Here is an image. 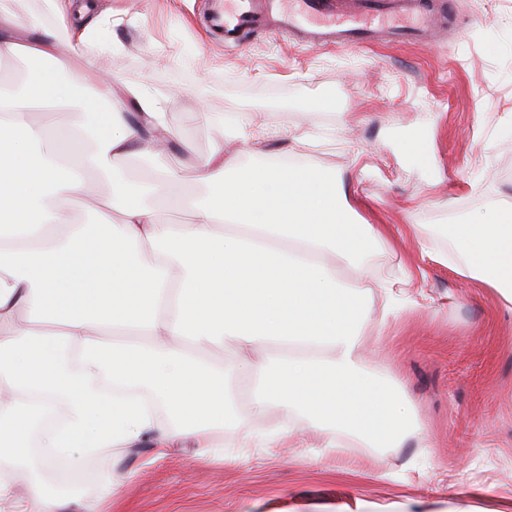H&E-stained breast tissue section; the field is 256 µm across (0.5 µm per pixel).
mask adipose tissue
<instances>
[{
	"label": "adipose tissue",
	"mask_w": 512,
	"mask_h": 512,
	"mask_svg": "<svg viewBox=\"0 0 512 512\" xmlns=\"http://www.w3.org/2000/svg\"><path fill=\"white\" fill-rule=\"evenodd\" d=\"M53 7L85 49L80 69L50 30L0 10V61L27 57L40 73L25 89H0V507L70 512L72 500L49 492L42 473L94 448L147 441L195 447L203 460L220 437L280 448L304 425L323 448L338 447L343 433L400 447L402 394L379 388L359 362L361 302L373 286L336 275L384 240V225L351 222L341 185L320 170L230 169L220 140L198 166L192 222L160 223L114 163L160 155L174 136L163 106L138 86L113 99L90 47L99 0ZM79 85L90 86V100L111 102L85 124L65 112ZM36 110L50 111L52 124L29 123ZM101 181L114 187L107 206ZM83 210L95 224L76 221ZM448 248L458 273L512 304V220L495 203L481 219L449 226ZM262 347L267 357L251 360ZM214 348L225 350L224 364L202 360ZM243 369L265 379L255 412L283 415L281 428L257 441L235 424ZM106 371L137 397L101 400L92 383ZM28 385L42 386L45 403H68L66 426L44 429L36 465L18 410ZM144 397L162 403L169 420L148 415Z\"/></svg>",
	"instance_id": "adipose-tissue-1"
}]
</instances>
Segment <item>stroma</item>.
I'll list each match as a JSON object with an SVG mask.
<instances>
[{"mask_svg": "<svg viewBox=\"0 0 512 512\" xmlns=\"http://www.w3.org/2000/svg\"><path fill=\"white\" fill-rule=\"evenodd\" d=\"M443 2L447 25L422 43L340 47L256 30L230 47L202 24L208 0H105L115 24L100 65L115 78L113 96L148 89L178 135L165 191L154 189L155 169L123 165L163 222L191 221L196 161L220 136L237 164L287 160L334 175L356 223L386 225L385 243L336 271L345 280L416 275L411 302L395 312L380 292L366 297L362 355L368 373L401 391L419 429L401 448L347 438L319 459L316 436L304 434L294 448L238 449L239 465L219 452L196 461L190 448L92 451L68 466L86 481L70 493L79 512H238L245 499L268 512H339L353 494L441 512L449 488H512V304L439 262L448 238L435 232L481 218L490 201L512 214V0ZM241 113L255 122L239 131L230 118ZM413 135L426 161L406 149ZM236 387L241 430H269L278 413L252 409L260 381L244 371ZM381 471L392 479L376 480ZM107 480L113 493L102 500Z\"/></svg>", "mask_w": 512, "mask_h": 512, "instance_id": "35a3bbf8", "label": "stroma"}]
</instances>
